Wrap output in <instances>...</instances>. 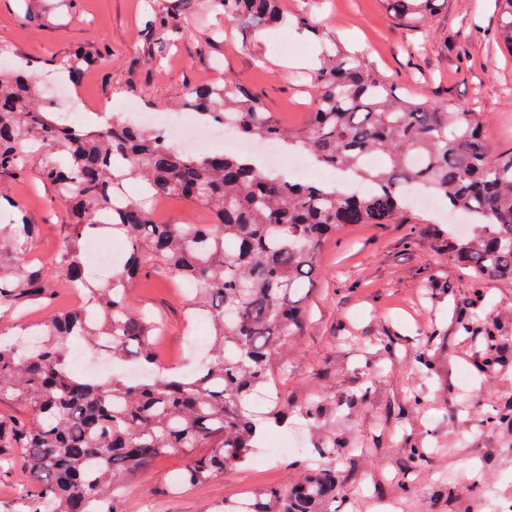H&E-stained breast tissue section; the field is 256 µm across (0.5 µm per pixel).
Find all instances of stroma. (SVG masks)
I'll return each mask as SVG.
<instances>
[{
    "label": "stroma",
    "mask_w": 512,
    "mask_h": 512,
    "mask_svg": "<svg viewBox=\"0 0 512 512\" xmlns=\"http://www.w3.org/2000/svg\"><path fill=\"white\" fill-rule=\"evenodd\" d=\"M276 26L243 33L212 0H0V51L37 72L58 71L82 51L92 66L69 92L84 127L134 105L170 112L196 86L232 77L258 94L273 118L304 128L311 78L326 43L362 54L400 91L452 103L481 120L488 145L512 146V52L497 37L495 0H446L427 33L397 26L380 0H280ZM175 15L179 36L156 18ZM311 19L299 25L297 15ZM0 199L36 225L27 252L53 271L69 234L68 211L36 169L0 172ZM447 212L412 206L402 221L356 224L321 249L306 288L301 336L281 355L272 399L279 422L264 440L297 441L267 457L173 494L164 488L195 454L186 448L120 473L123 512H209L241 494L294 486L307 463L335 469L336 492L315 512H487L512 507V280L476 278L448 256L437 232ZM137 309L162 323L161 364L204 358L192 296L159 271L132 284ZM469 332H462V324ZM494 336L497 351L484 354ZM425 462L408 466L410 449Z\"/></svg>",
    "instance_id": "obj_1"
}]
</instances>
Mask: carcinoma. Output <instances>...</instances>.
Segmentation results:
<instances>
[{
	"label": "carcinoma",
	"mask_w": 512,
	"mask_h": 512,
	"mask_svg": "<svg viewBox=\"0 0 512 512\" xmlns=\"http://www.w3.org/2000/svg\"><path fill=\"white\" fill-rule=\"evenodd\" d=\"M400 26L426 28L446 0H381ZM498 37L512 50V0H498ZM224 18L244 31L279 19L277 0H216ZM89 58L62 63L71 82ZM314 112L291 130L259 98L226 77L192 88L183 105L220 120L243 139H275L304 150L318 166L370 185L367 193L294 182L249 164L251 155H199L149 129L113 121L94 130L50 116L24 67L0 62V171L24 175L35 154L39 174L73 217L57 277L81 291L83 310L35 324L40 347L21 349L0 331V396L28 406L32 417L0 416V448H16L33 493L26 512H122L118 472L142 468L182 448H203L176 472L169 489L205 484L247 460L259 438L246 406L272 384L271 364L301 334L297 294L317 269L323 243L352 224H387L407 209L406 190L439 196L448 212L471 217L469 233L448 225V256L478 278L512 279V148L490 150L475 114L400 94L364 58L325 48L312 78ZM128 198L100 223L126 180ZM178 197L209 210L210 224H160L154 200ZM119 228L127 242L120 273L86 276L83 241ZM28 224H0V319L39 299L48 307L55 283L29 269L19 242ZM161 268L194 283L195 316L210 322L207 363L193 373L160 370L158 330L132 303L130 280ZM82 341L146 372L99 381L68 367L69 346ZM336 471L315 469L291 488L272 486L265 501L224 503L210 512H309L332 495Z\"/></svg>",
	"instance_id": "cac0c4a2"
}]
</instances>
